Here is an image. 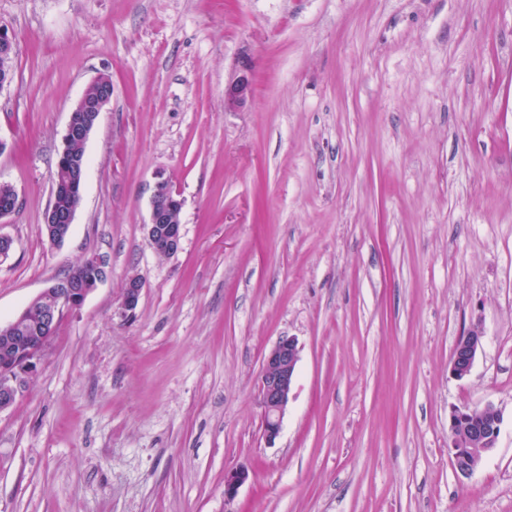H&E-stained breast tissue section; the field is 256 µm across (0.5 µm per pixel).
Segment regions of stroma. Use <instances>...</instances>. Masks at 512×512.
<instances>
[{"label":"stroma","instance_id":"35a3bbf8","mask_svg":"<svg viewBox=\"0 0 512 512\" xmlns=\"http://www.w3.org/2000/svg\"><path fill=\"white\" fill-rule=\"evenodd\" d=\"M0 26V181L19 198L0 324L107 262L0 411V512H512V0H0ZM246 58L252 97L225 110ZM103 75L53 246L69 112ZM160 177L184 198L170 257L147 242ZM284 336L297 376L270 445L258 379ZM488 404L496 446L462 476L449 413ZM14 44L7 32L0 27V87L11 79ZM57 177L61 181L62 186H61L60 190L58 191L59 182L56 183V175L54 174L53 175V192H54V195H56L57 191H58V193L55 196L54 201H53V199H51L50 202H52V201L55 202L56 207L59 208L60 210L71 211L72 209H75V211H71V212L61 215L55 211L53 204H51L49 206L47 214H46V220H45V224H47V225H45V224L44 225H45V235H46L48 241L52 245H58L65 240L66 236L61 235L59 229H61V231L64 232L65 225H62V224H70V226H71V224H73V220H74V217L76 214L75 212L81 202V195L79 193H77L76 191H73L72 189L67 187L65 175L62 173V171L57 172ZM53 224H56L58 229H56L53 226ZM143 288L144 283L140 277L136 275L128 277L122 291L120 302L113 311V314L122 320L132 318L138 307ZM481 350V336L468 332L459 336L451 362L450 372L457 379L466 377Z\"/></svg>","mask_w":512,"mask_h":512}]
</instances>
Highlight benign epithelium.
<instances>
[{
  "label": "benign epithelium",
  "instance_id": "7a95c632",
  "mask_svg": "<svg viewBox=\"0 0 512 512\" xmlns=\"http://www.w3.org/2000/svg\"><path fill=\"white\" fill-rule=\"evenodd\" d=\"M14 44L7 32L0 27V87L11 79V63ZM93 86H100L97 94L85 93L72 107L63 137V146L59 153L58 167L70 174L69 184L82 189L87 159L75 160L67 155V146L74 138L88 141L97 125L102 112L112 100V81L102 76ZM252 94V63L242 62L240 69L224 88V108L236 111L243 108ZM184 200L166 179H159L154 186L150 200L149 222L147 223V240L151 249L157 254L174 255L181 247L180 214ZM75 212L63 215L57 213L54 206H49L45 220V235L53 245L65 240V236L55 228L57 224H73ZM87 263L99 269L96 278L87 282H50L32 302L44 303L43 333L34 337L27 351L20 354L10 368L0 372V411L13 406L24 396L31 377L37 371L42 357L49 346L56 327L64 313L81 307L88 294L96 288L105 277L104 259L93 255ZM144 288L142 279L136 275L127 278L120 302L113 314L123 320L132 318L138 307ZM481 350V336L468 332L456 342L450 372L457 378L466 377ZM298 362L297 341L293 337L281 338L264 356L258 382L259 405L263 426V437L270 445L279 436L283 416L292 395ZM481 419H474L470 408H454L450 411L448 422L451 432L452 457L455 468L464 476L473 470L464 466L469 456H485L497 443L503 423L502 412L487 405L480 409ZM249 474L243 469H230L224 472V500L235 499L239 488L248 480Z\"/></svg>",
  "mask_w": 512,
  "mask_h": 512
}]
</instances>
